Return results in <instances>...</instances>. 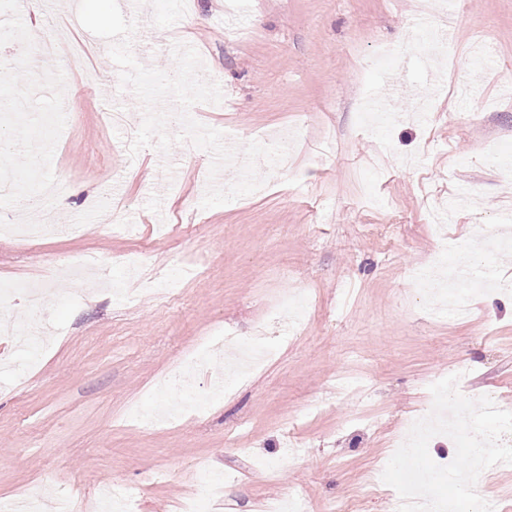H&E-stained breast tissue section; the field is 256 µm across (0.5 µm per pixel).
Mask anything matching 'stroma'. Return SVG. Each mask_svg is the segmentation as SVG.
I'll return each instance as SVG.
<instances>
[{
  "label": "stroma",
  "mask_w": 512,
  "mask_h": 512,
  "mask_svg": "<svg viewBox=\"0 0 512 512\" xmlns=\"http://www.w3.org/2000/svg\"><path fill=\"white\" fill-rule=\"evenodd\" d=\"M232 1L250 27L233 42ZM138 2L137 60L171 72L173 44L191 43L223 92L191 116L242 144L298 128L294 166L258 162L262 188L201 208L209 152L129 154L109 115L137 124L142 106L65 0L55 24L90 52L63 66L70 119L52 168L82 230L26 243L0 234V286L16 287L8 314L30 321L17 287L42 286L56 334L34 361L0 337V505L42 490L41 512H58L49 491L65 481L73 500L109 486L138 512H179L189 498L198 512H264L294 494L307 512L349 501L391 512L396 492L378 477L403 421L430 412L431 384L461 372L463 395L491 392L512 410V247L482 254L496 290L473 291L464 318L433 309L412 278L437 261L455 271L472 242L512 221L500 208L512 179L489 165L512 150V0H442L455 24L439 66L418 47L415 0ZM390 87L393 117L372 126L366 93ZM85 255L97 271L52 276ZM158 269L182 303L164 306ZM127 283L139 290L130 303L110 291ZM296 293L307 300L299 326L281 308L266 360L224 378L210 345L227 329L251 339ZM197 355L208 363L186 382L201 407L144 430L140 411L185 399L157 386ZM199 460L224 478L221 503L200 492Z\"/></svg>",
  "instance_id": "35a3bbf8"
}]
</instances>
